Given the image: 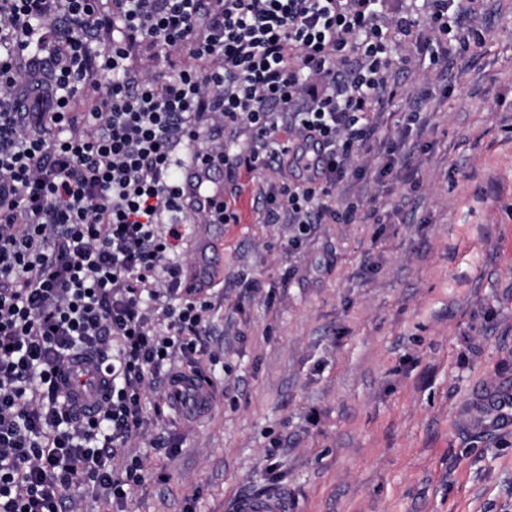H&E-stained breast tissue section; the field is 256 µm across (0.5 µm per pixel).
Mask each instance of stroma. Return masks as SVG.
<instances>
[{"mask_svg": "<svg viewBox=\"0 0 512 512\" xmlns=\"http://www.w3.org/2000/svg\"><path fill=\"white\" fill-rule=\"evenodd\" d=\"M478 4L464 57L396 77L378 140L399 137L414 88L431 92L405 142L413 179L368 170L336 191L382 223H263L272 172L239 176V223L188 227V268L199 238L224 241L207 291L223 389L118 451L116 468L145 466L129 512H228L269 492L288 512H512V417L481 403L512 391V0Z\"/></svg>", "mask_w": 512, "mask_h": 512, "instance_id": "obj_1", "label": "stroma"}]
</instances>
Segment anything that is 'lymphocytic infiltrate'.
Listing matches in <instances>:
<instances>
[{"instance_id": "1", "label": "lymphocytic infiltrate", "mask_w": 512, "mask_h": 512, "mask_svg": "<svg viewBox=\"0 0 512 512\" xmlns=\"http://www.w3.org/2000/svg\"><path fill=\"white\" fill-rule=\"evenodd\" d=\"M422 2L385 19L380 0H0V512H63L77 488L125 512L143 462L115 455L180 399L157 385L219 364L178 248L187 225L240 217L186 205L183 146L230 182L305 168L260 191L265 223L372 219L333 200L403 44L423 24L430 63L470 45L475 0ZM82 355L112 379L91 418L57 383Z\"/></svg>"}]
</instances>
